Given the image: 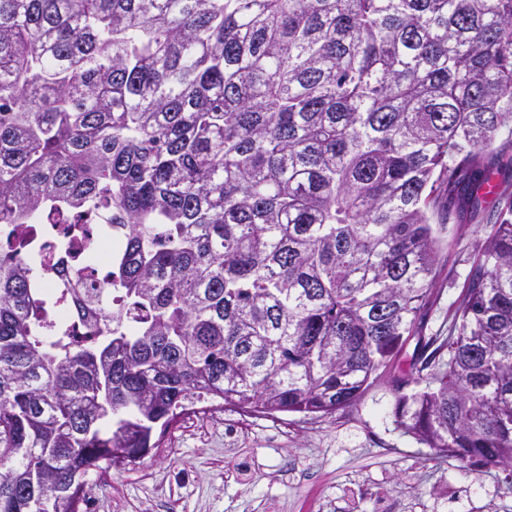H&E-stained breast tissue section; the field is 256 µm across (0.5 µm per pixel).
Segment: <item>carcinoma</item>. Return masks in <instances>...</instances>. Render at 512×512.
Masks as SVG:
<instances>
[{
  "label": "carcinoma",
  "instance_id": "1",
  "mask_svg": "<svg viewBox=\"0 0 512 512\" xmlns=\"http://www.w3.org/2000/svg\"><path fill=\"white\" fill-rule=\"evenodd\" d=\"M511 123L512 0H0V225H68L0 242V512L394 371L398 428L511 469ZM452 213L485 238L427 338Z\"/></svg>",
  "mask_w": 512,
  "mask_h": 512
}]
</instances>
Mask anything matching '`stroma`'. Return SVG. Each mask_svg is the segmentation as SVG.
Here are the masks:
<instances>
[{
    "label": "stroma",
    "instance_id": "stroma-1",
    "mask_svg": "<svg viewBox=\"0 0 512 512\" xmlns=\"http://www.w3.org/2000/svg\"><path fill=\"white\" fill-rule=\"evenodd\" d=\"M424 333L444 336L477 220H449ZM381 380L353 408L309 420L211 406L181 416L135 463L94 471L82 512H512V472L473 467L397 429Z\"/></svg>",
    "mask_w": 512,
    "mask_h": 512
}]
</instances>
